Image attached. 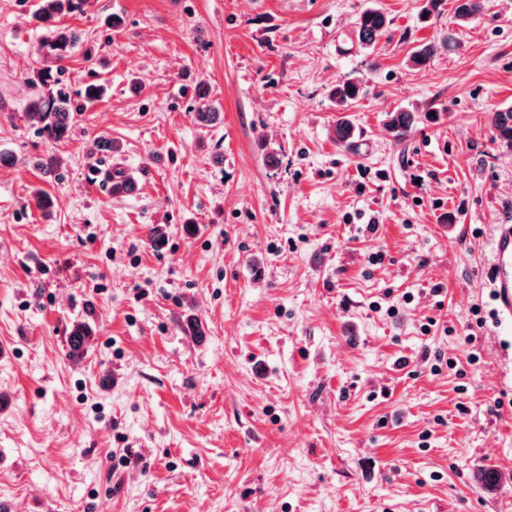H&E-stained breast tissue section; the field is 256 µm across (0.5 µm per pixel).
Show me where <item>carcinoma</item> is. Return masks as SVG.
<instances>
[{"instance_id":"obj_1","label":"carcinoma","mask_w":512,"mask_h":512,"mask_svg":"<svg viewBox=\"0 0 512 512\" xmlns=\"http://www.w3.org/2000/svg\"><path fill=\"white\" fill-rule=\"evenodd\" d=\"M84 2L85 0H42L37 19L49 24V36L43 42V47L60 62L82 44V39L81 35L66 27L56 26L54 22L63 14L80 10ZM455 2L454 14L460 23L477 18L484 9L483 0ZM389 25V19L380 9L368 7L360 13L355 23L353 37L363 49L372 51L388 31ZM437 51V44L424 43L412 51L410 61L414 66L423 69L433 62ZM61 74L60 70L38 71L35 78L29 79V82L35 88L41 87L42 91L34 93L25 105V112L40 124L38 131L53 141L67 138L72 129L74 114L82 111L83 104L100 98L104 92L101 85L89 83L80 94L81 101L77 102L63 84ZM358 95V83L350 80L337 84L331 91L336 109L342 113L347 111L348 105ZM419 121L420 113L411 109H400L388 115V127L398 140L407 137ZM491 123L500 141L512 149V107L493 112ZM334 135L336 143H350L354 128L348 116L344 115L337 120ZM89 335L90 329L86 325H75L69 336L70 352L74 355L81 353Z\"/></svg>"}]
</instances>
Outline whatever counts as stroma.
Returning <instances> with one entry per match:
<instances>
[{"mask_svg":"<svg viewBox=\"0 0 512 512\" xmlns=\"http://www.w3.org/2000/svg\"><path fill=\"white\" fill-rule=\"evenodd\" d=\"M39 2L0 0V150L18 157L0 168V504L512 512V350L486 279L512 223L488 118L512 106V0L467 24L454 0L426 22L423 0H86L58 20L83 39L60 64ZM369 6L390 20L371 53L349 38ZM58 64L70 91L107 92L55 142L23 105ZM404 107L441 118L398 140ZM359 85L354 81H344L336 85L331 91V98L336 103L338 112H346L348 105L359 95Z\"/></svg>","mask_w":512,"mask_h":512,"instance_id":"35a3bbf8","label":"stroma"}]
</instances>
